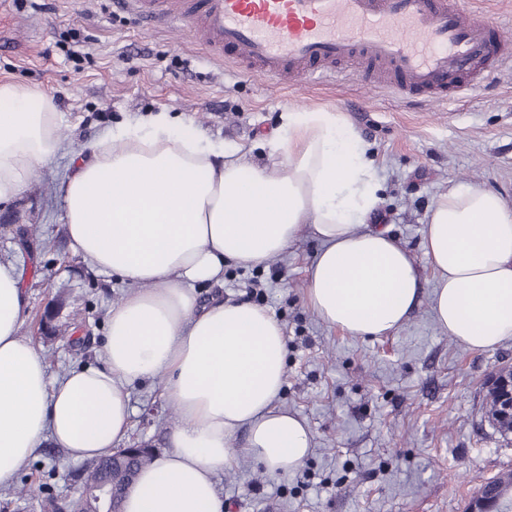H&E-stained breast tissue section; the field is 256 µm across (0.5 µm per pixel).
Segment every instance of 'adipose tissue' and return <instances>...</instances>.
Wrapping results in <instances>:
<instances>
[{
  "mask_svg": "<svg viewBox=\"0 0 512 512\" xmlns=\"http://www.w3.org/2000/svg\"><path fill=\"white\" fill-rule=\"evenodd\" d=\"M151 114L83 143L63 182L72 252L127 286L113 306L104 367L50 376L20 336L25 273L0 263V487L43 439L75 459L111 455L130 431L133 382L163 376L178 419L169 447L129 489L124 512H224L215 482L238 458L286 475L311 453L298 414L278 409L281 324L249 303L199 304L194 286L225 262L261 266L303 235L319 247L305 302L354 338L387 335L429 294L438 326L467 349L512 340V202L478 183L434 202L423 229L432 278L388 230L371 228L382 184L368 145L339 112H284L266 140L272 166L244 146L176 136ZM63 146L51 100L0 82V208ZM246 430L243 447L232 440Z\"/></svg>",
  "mask_w": 512,
  "mask_h": 512,
  "instance_id": "obj_1",
  "label": "adipose tissue"
}]
</instances>
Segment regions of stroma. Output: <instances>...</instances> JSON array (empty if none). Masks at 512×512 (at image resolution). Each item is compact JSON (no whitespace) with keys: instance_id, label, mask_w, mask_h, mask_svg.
<instances>
[{"instance_id":"obj_1","label":"stroma","mask_w":512,"mask_h":512,"mask_svg":"<svg viewBox=\"0 0 512 512\" xmlns=\"http://www.w3.org/2000/svg\"><path fill=\"white\" fill-rule=\"evenodd\" d=\"M343 69L340 79L289 86L208 54L190 28L145 30L113 0H0V82L50 97L65 141L53 164L0 210V262L26 270L19 334L40 350L50 375L98 364L109 312L126 294L72 253L59 193L79 146L114 123L166 112L211 138L251 147L260 162L283 111L341 112L375 153L384 189L378 225L422 267L426 214L448 188L481 183L512 200V65L483 68L476 91L444 103L359 78L355 63ZM19 226L28 228L33 252L16 243ZM315 248L300 238L267 266H225L222 282L199 289L201 300L250 302L280 322L286 365L278 405L314 434L309 458L293 473L272 475L246 458L218 473L220 497L229 512H465L478 485L512 466V440L487 421L483 391L493 372L512 365V341L466 349L437 325L425 300L393 334L343 335L304 302ZM48 309L56 323L86 328L87 336L43 338L39 320ZM130 399L128 447L164 452L176 417L162 379L133 385ZM77 466L65 449L45 443L12 485L0 487V512H39L44 473L65 494ZM22 487L29 496L16 497Z\"/></svg>"}]
</instances>
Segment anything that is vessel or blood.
I'll return each mask as SVG.
<instances>
[{"label": "vessel or blood", "instance_id": "1", "mask_svg": "<svg viewBox=\"0 0 512 512\" xmlns=\"http://www.w3.org/2000/svg\"><path fill=\"white\" fill-rule=\"evenodd\" d=\"M148 25L197 21L215 56L266 79L333 78L359 59L407 97L476 90L486 66L512 62V33L459 0H120Z\"/></svg>", "mask_w": 512, "mask_h": 512}]
</instances>
